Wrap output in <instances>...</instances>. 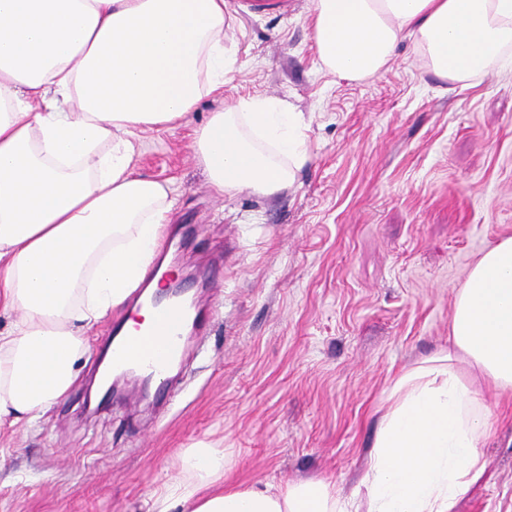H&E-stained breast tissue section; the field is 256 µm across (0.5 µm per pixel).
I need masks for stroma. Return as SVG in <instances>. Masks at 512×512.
I'll return each mask as SVG.
<instances>
[{
	"label": "stroma",
	"mask_w": 512,
	"mask_h": 512,
	"mask_svg": "<svg viewBox=\"0 0 512 512\" xmlns=\"http://www.w3.org/2000/svg\"><path fill=\"white\" fill-rule=\"evenodd\" d=\"M310 12L291 0L237 15L223 93L136 137L135 170L175 201L161 254L214 309L165 406L93 381L124 308L82 328L66 398L0 425V512H154L179 453L201 442L224 451L233 483L313 477L350 492L394 378L447 349L455 288L512 237V69L452 88L406 40L384 73L341 79L321 66ZM255 95L303 113L311 160L274 198L217 196L194 131ZM480 394L494 410L485 472L456 512H512V395Z\"/></svg>",
	"instance_id": "obj_1"
}]
</instances>
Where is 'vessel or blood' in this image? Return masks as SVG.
<instances>
[{"label": "vessel or blood", "instance_id": "vessel-or-blood-1", "mask_svg": "<svg viewBox=\"0 0 512 512\" xmlns=\"http://www.w3.org/2000/svg\"><path fill=\"white\" fill-rule=\"evenodd\" d=\"M140 308V301H133L125 317L113 321L105 345L112 350L113 370L132 368L143 378L160 382L183 366L185 327L202 326L211 319L213 312L195 297L187 301L158 298L150 304L152 323L128 329L127 320L135 318Z\"/></svg>", "mask_w": 512, "mask_h": 512}]
</instances>
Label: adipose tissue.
Listing matches in <instances>:
<instances>
[{"label": "adipose tissue", "mask_w": 512, "mask_h": 512, "mask_svg": "<svg viewBox=\"0 0 512 512\" xmlns=\"http://www.w3.org/2000/svg\"><path fill=\"white\" fill-rule=\"evenodd\" d=\"M322 66L361 81L402 41L460 86L512 66V0H312ZM229 0H0V423L37 421L87 352L80 326L147 278L173 209L135 173L137 132L186 121L237 61ZM302 113L250 96L211 113L194 152L217 195L269 198L309 162ZM512 394V237L455 292L448 350L404 370L381 408L357 492L320 479L224 484L221 450L179 458L165 498L186 512H455L492 431L480 382Z\"/></svg>", "instance_id": "adipose-tissue-1"}]
</instances>
